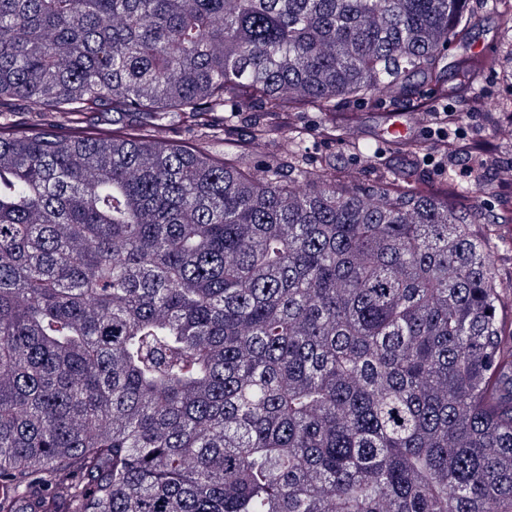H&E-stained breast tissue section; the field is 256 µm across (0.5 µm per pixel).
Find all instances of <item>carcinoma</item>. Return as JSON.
Here are the masks:
<instances>
[{
	"instance_id": "1",
	"label": "carcinoma",
	"mask_w": 512,
	"mask_h": 512,
	"mask_svg": "<svg viewBox=\"0 0 512 512\" xmlns=\"http://www.w3.org/2000/svg\"><path fill=\"white\" fill-rule=\"evenodd\" d=\"M468 6L0 0V106L75 120L0 123V512H512V282L472 190L364 185L296 117L374 161L339 102L429 121L407 76L448 91ZM246 109L262 163L179 144Z\"/></svg>"
}]
</instances>
